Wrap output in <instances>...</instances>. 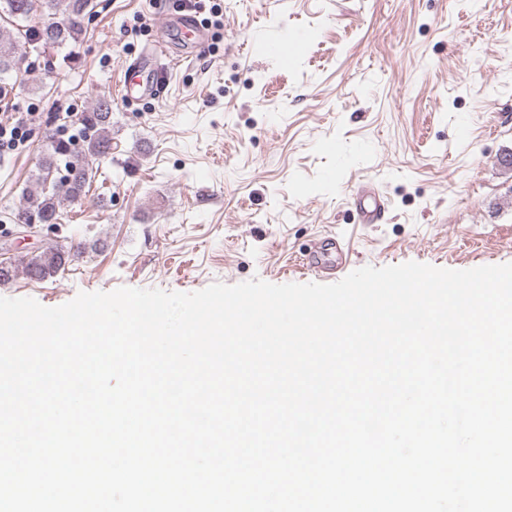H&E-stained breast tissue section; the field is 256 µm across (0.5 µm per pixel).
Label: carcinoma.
Instances as JSON below:
<instances>
[{"label":"carcinoma","instance_id":"cac0c4a2","mask_svg":"<svg viewBox=\"0 0 512 512\" xmlns=\"http://www.w3.org/2000/svg\"><path fill=\"white\" fill-rule=\"evenodd\" d=\"M93 9L92 0H0V77L17 69L21 60L41 58L47 47L78 42L84 24L77 18ZM111 130L112 102L104 96L81 112L73 133L45 130L34 187L23 194L15 217L23 222L34 218L41 224L61 223L64 202L81 197L96 174L112 166ZM65 264V254L51 248L31 258L25 274L44 279Z\"/></svg>","mask_w":512,"mask_h":512}]
</instances>
